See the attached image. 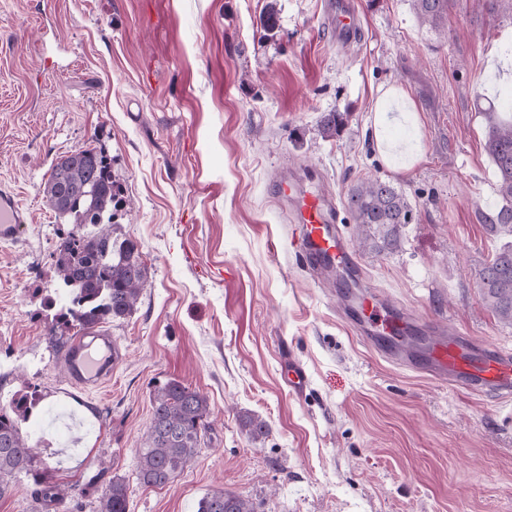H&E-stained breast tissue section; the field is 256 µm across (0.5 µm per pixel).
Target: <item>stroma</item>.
Listing matches in <instances>:
<instances>
[{"label":"stroma","instance_id":"stroma-1","mask_svg":"<svg viewBox=\"0 0 512 512\" xmlns=\"http://www.w3.org/2000/svg\"><path fill=\"white\" fill-rule=\"evenodd\" d=\"M329 2L0 0V184L31 214L0 243V396L39 394L20 427L48 483L75 487L70 512H97L115 476L129 512H197L221 489L256 512H512V397L418 367L438 328L512 354L478 287L501 245L481 219L499 200L478 110L512 113V13L452 0L438 32L412 0H350L361 31L340 40ZM404 96L415 119L397 113ZM336 110L346 125L328 139L319 120ZM381 134L406 161L380 154ZM82 148L107 156L123 199L112 233L149 269L133 312L100 326L119 351L111 381L85 392L63 369L79 333L45 306L66 299L53 252L75 226L43 194ZM309 167L341 207L362 291L410 316L395 350L412 366L363 341L334 273L289 248L275 184ZM370 177L413 206L389 253L359 249L343 209ZM171 379L203 392L214 422L172 484L145 488L150 391Z\"/></svg>","mask_w":512,"mask_h":512}]
</instances>
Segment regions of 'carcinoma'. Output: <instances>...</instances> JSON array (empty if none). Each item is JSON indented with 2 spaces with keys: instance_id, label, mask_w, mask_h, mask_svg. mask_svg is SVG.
<instances>
[{
  "instance_id": "carcinoma-1",
  "label": "carcinoma",
  "mask_w": 512,
  "mask_h": 512,
  "mask_svg": "<svg viewBox=\"0 0 512 512\" xmlns=\"http://www.w3.org/2000/svg\"><path fill=\"white\" fill-rule=\"evenodd\" d=\"M451 0H413L420 25L439 29L448 15ZM485 124L486 153L497 171L502 205L484 216L488 232L505 238L493 258L479 273V288L486 305L498 319L512 326V120L504 121L494 106L480 111ZM345 113L326 112L320 117L323 136L340 135ZM51 208L77 227L97 226L96 232L72 233L60 239L55 266L70 301L61 305L55 318L88 333L134 309L148 277L140 246L133 240L112 237L105 217L121 203L120 190L112 180L109 164L94 148L75 150L52 167L44 184ZM346 207L355 224L360 248L382 253L395 249L402 228L411 223L413 211L405 194L391 182L369 178L352 186ZM39 398L23 393L0 407V498L20 477L30 479L45 502L62 510L75 488L50 485L40 476L34 445L20 433L19 423L31 414ZM152 418L144 446L139 451L137 480L144 487L163 488L172 483L198 454L201 440L212 429L210 404L200 391L175 379L152 392ZM98 512H129L128 488L121 479L110 481L99 498ZM197 512H256L252 503L229 491L203 497Z\"/></svg>"
}]
</instances>
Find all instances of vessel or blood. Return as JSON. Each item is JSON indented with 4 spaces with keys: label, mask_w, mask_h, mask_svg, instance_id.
Listing matches in <instances>:
<instances>
[{
    "label": "vessel or blood",
    "mask_w": 512,
    "mask_h": 512,
    "mask_svg": "<svg viewBox=\"0 0 512 512\" xmlns=\"http://www.w3.org/2000/svg\"><path fill=\"white\" fill-rule=\"evenodd\" d=\"M329 23L337 38L354 35L357 19L344 0H337L329 13ZM278 197L292 205L290 219L295 225L291 237L294 249L313 265H347L351 256L336 224V207L308 173L297 180L277 186ZM29 214L17 193L0 187V241L14 239ZM112 339L101 337L99 345L78 339L65 361V371L71 383L79 388L99 386L112 377ZM429 374L456 389L479 391L485 388L508 396L512 394V356L495 350L478 357L470 355L452 342L435 346L425 363Z\"/></svg>",
    "instance_id": "obj_1"
}]
</instances>
